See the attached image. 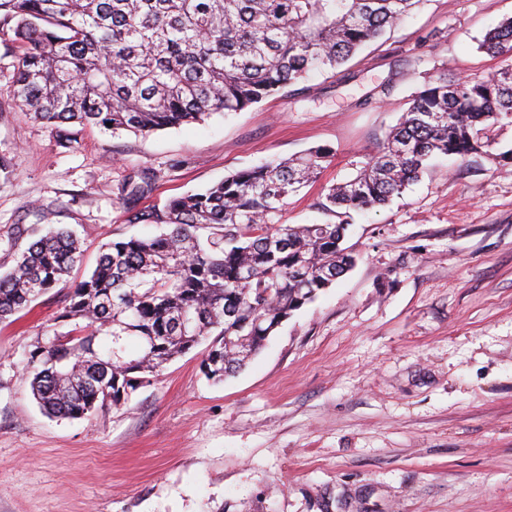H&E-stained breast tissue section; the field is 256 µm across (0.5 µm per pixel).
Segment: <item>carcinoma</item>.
<instances>
[{
    "label": "carcinoma",
    "mask_w": 512,
    "mask_h": 512,
    "mask_svg": "<svg viewBox=\"0 0 512 512\" xmlns=\"http://www.w3.org/2000/svg\"><path fill=\"white\" fill-rule=\"evenodd\" d=\"M421 0H0L13 30L15 98L24 116L64 126L144 134L204 115L240 112L334 71L398 26ZM480 48L512 58V18ZM512 125V63L483 77L440 76L417 92L399 123L319 208L386 206L434 156L494 153L488 132ZM332 148L237 170L161 209L138 207L154 173L124 187L129 224L164 231L111 240L94 270L67 280L81 254L66 228L17 224L31 238L0 274V322L62 286L55 320L72 326L38 338L21 370L51 418L90 419L154 383L167 364L208 340L201 362L220 382L242 370L295 311L355 263L342 247L348 223L283 224L288 197L314 182Z\"/></svg>",
    "instance_id": "1"
}]
</instances>
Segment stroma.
<instances>
[{
	"label": "stroma",
	"mask_w": 512,
	"mask_h": 512,
	"mask_svg": "<svg viewBox=\"0 0 512 512\" xmlns=\"http://www.w3.org/2000/svg\"><path fill=\"white\" fill-rule=\"evenodd\" d=\"M512 0H424L339 73L240 112L147 135L74 127L71 147L26 119L13 92L16 43L0 29V272L25 241L16 224L74 229L90 272L104 243L143 235L122 185L157 179L160 208L229 172L319 145V179L288 200L286 224L317 209L382 144L439 72L503 65L478 43ZM356 266L296 311L223 383L202 348L123 406L51 419L20 362L58 298L0 324V512H512V166L434 160L402 196L356 216Z\"/></svg>",
	"instance_id": "stroma-1"
}]
</instances>
